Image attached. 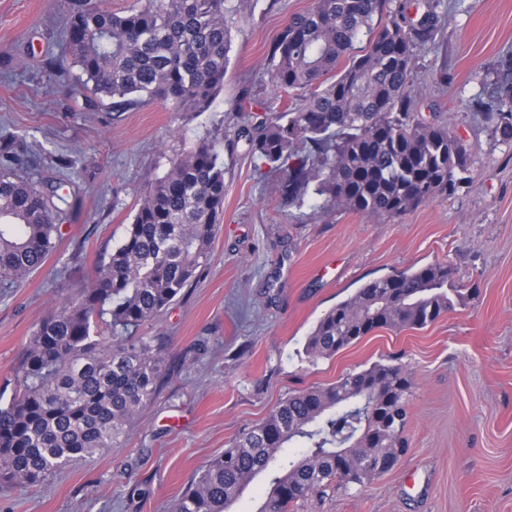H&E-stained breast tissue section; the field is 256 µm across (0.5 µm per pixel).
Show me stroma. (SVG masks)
Instances as JSON below:
<instances>
[{"label": "stroma", "instance_id": "1", "mask_svg": "<svg viewBox=\"0 0 512 512\" xmlns=\"http://www.w3.org/2000/svg\"><path fill=\"white\" fill-rule=\"evenodd\" d=\"M224 88L205 112L150 103L88 106L68 55L71 0H0V145L33 179L62 176L75 206L45 265L0 283V394L11 395L28 336L62 296L87 286L137 203L171 159L200 138L224 156V216L197 284L141 335L163 344L171 379L120 447L43 485L0 493V512H173L198 469L289 395L328 387L375 363L408 373L406 453L358 486L330 487L297 512H512V145L467 103L489 94L512 53V0H447L445 36L423 54L420 111L466 144L473 181L395 219L288 207L235 137L256 98L271 100L267 54L289 16L313 0H232ZM447 65L453 79L432 71ZM448 266L470 289L422 329H379L329 358L306 342L317 321L367 281Z\"/></svg>", "mask_w": 512, "mask_h": 512}]
</instances>
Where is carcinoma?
I'll return each instance as SVG.
<instances>
[{
    "mask_svg": "<svg viewBox=\"0 0 512 512\" xmlns=\"http://www.w3.org/2000/svg\"><path fill=\"white\" fill-rule=\"evenodd\" d=\"M315 0L290 16L268 57L279 106L238 129L252 157L279 172L288 206L307 202L367 217H400L471 181V160L439 120L419 115L417 61L442 38L445 0ZM235 9L231 0H143L114 12L74 0L67 21L72 66L114 112L146 102L206 112L224 87ZM503 77L468 109L512 144V56ZM0 150V280L24 282L54 248L70 207L55 181L15 172ZM224 212V161L209 139L177 154L140 199L122 242L89 286L60 301L29 336L18 390L0 404V487H37L76 462L119 446L166 376L160 345L138 335L191 287ZM464 298L450 269L407 268L366 282L308 337L327 358L382 328L421 329ZM408 373L375 363L336 384L298 391L211 459L175 512H228L276 467L258 512H294L332 483L363 485L407 448ZM293 442L304 451L288 459Z\"/></svg>",
    "mask_w": 512,
    "mask_h": 512,
    "instance_id": "1",
    "label": "carcinoma"
}]
</instances>
